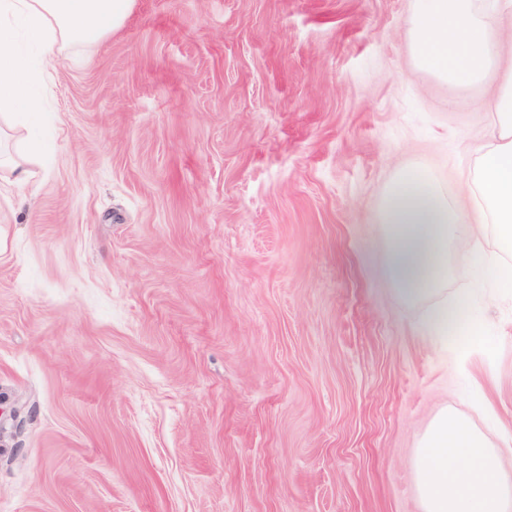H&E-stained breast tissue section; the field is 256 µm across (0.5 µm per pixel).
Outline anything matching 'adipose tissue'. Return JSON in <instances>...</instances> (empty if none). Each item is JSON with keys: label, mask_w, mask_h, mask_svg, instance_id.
Returning <instances> with one entry per match:
<instances>
[{"label": "adipose tissue", "mask_w": 512, "mask_h": 512, "mask_svg": "<svg viewBox=\"0 0 512 512\" xmlns=\"http://www.w3.org/2000/svg\"><path fill=\"white\" fill-rule=\"evenodd\" d=\"M132 0H0V112L26 130L8 158L16 184L27 185L44 146L36 132L49 106L41 91L56 50L104 41ZM512 0H418L408 23L414 63L453 87L488 84L496 134L466 180L475 207L464 214L426 173L406 169L387 187L379 207L389 243V270L408 300L437 295L448 277V254L458 250L512 294V270L473 242L493 227L502 251L512 253V65L502 66L491 30ZM424 512H512V479L501 470L500 449L455 414L441 411L425 432L413 463Z\"/></svg>", "instance_id": "ef3b65f1"}]
</instances>
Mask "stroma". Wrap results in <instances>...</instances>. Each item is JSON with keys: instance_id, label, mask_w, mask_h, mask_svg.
Returning <instances> with one entry per match:
<instances>
[{"instance_id": "35a3bbf8", "label": "stroma", "mask_w": 512, "mask_h": 512, "mask_svg": "<svg viewBox=\"0 0 512 512\" xmlns=\"http://www.w3.org/2000/svg\"><path fill=\"white\" fill-rule=\"evenodd\" d=\"M414 0H133L55 53L53 148L0 196V512H422L433 418L512 436V296L477 341L403 299L407 167L463 212L484 84L412 61Z\"/></svg>"}]
</instances>
